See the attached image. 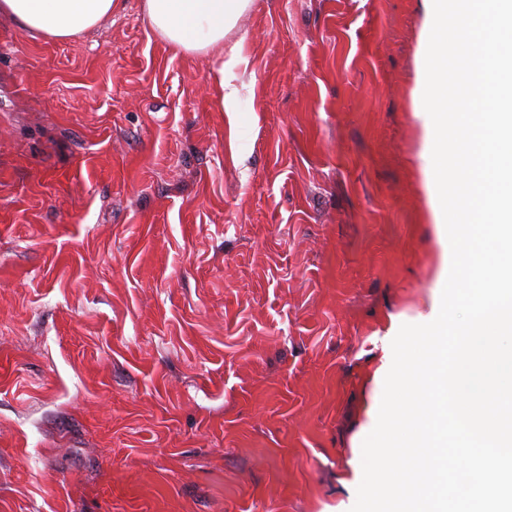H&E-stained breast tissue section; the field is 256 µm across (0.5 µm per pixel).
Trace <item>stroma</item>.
Wrapping results in <instances>:
<instances>
[{"mask_svg":"<svg viewBox=\"0 0 512 512\" xmlns=\"http://www.w3.org/2000/svg\"><path fill=\"white\" fill-rule=\"evenodd\" d=\"M425 28L253 0L226 71L141 0L63 42L0 17V512H350L437 266Z\"/></svg>","mask_w":512,"mask_h":512,"instance_id":"obj_1","label":"stroma"}]
</instances>
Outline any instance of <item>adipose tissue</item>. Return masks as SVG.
Here are the masks:
<instances>
[{
  "instance_id": "1",
  "label": "adipose tissue",
  "mask_w": 512,
  "mask_h": 512,
  "mask_svg": "<svg viewBox=\"0 0 512 512\" xmlns=\"http://www.w3.org/2000/svg\"><path fill=\"white\" fill-rule=\"evenodd\" d=\"M252 0H143L151 29L173 49L200 54L223 44ZM124 0H0V14L27 34L66 41L119 12Z\"/></svg>"
}]
</instances>
